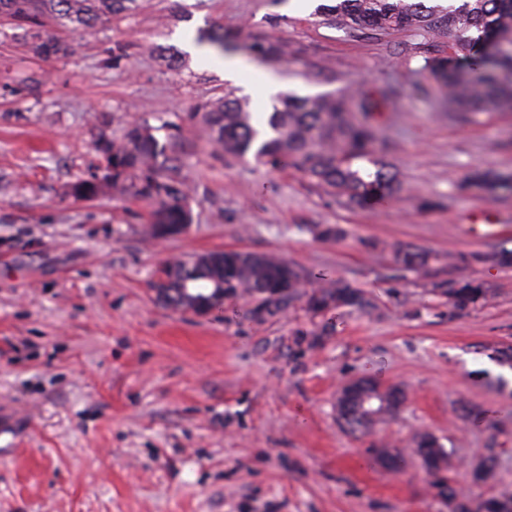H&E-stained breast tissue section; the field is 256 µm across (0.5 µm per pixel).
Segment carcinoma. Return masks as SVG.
<instances>
[{
	"instance_id": "cac0c4a2",
	"label": "carcinoma",
	"mask_w": 512,
	"mask_h": 512,
	"mask_svg": "<svg viewBox=\"0 0 512 512\" xmlns=\"http://www.w3.org/2000/svg\"><path fill=\"white\" fill-rule=\"evenodd\" d=\"M136 0H0V14L9 19L30 51L43 58L64 55L69 45L47 31L58 29L95 33ZM324 20L348 31L370 30L381 34L406 31L425 36L448 35V53L427 62L433 82L448 103V110L466 116L493 112L512 104V0H331L317 8ZM198 41L212 44L219 53L241 52L269 65L288 62V45L266 37H244L222 29L199 33ZM388 92L369 87L334 94L299 96L280 93L270 98L269 110L257 115L247 96L233 91L199 103L180 122L164 120L155 126L147 120L127 122L119 133L101 119L95 140L98 164L90 178L73 185L72 193L90 199L110 193L151 206V236L163 239L178 232V225L192 223V192L181 176L184 145L182 123L204 135L212 153L226 158L254 161L271 170L292 169L308 178L343 206L353 208L383 202L400 188L398 174L375 154L376 132L370 118L382 111ZM467 184L494 196L506 186L490 173H475ZM311 232L324 241H335L344 231L317 224ZM479 264L511 265L512 251L505 249L473 256ZM405 270L427 272L430 254L417 248L398 252ZM161 288L151 284L154 299L178 311L202 304L219 290L224 297L247 296L254 300L256 320L281 315L295 302L304 303L313 316L348 307H373L363 290L324 272L300 270L271 254L248 251H213L167 261L160 270ZM288 284V300L269 291ZM434 290L448 297L458 310L484 304L488 290L476 279L442 280ZM340 422L353 431H364L390 413L375 401L360 414L346 413L336 402ZM392 460V469L411 459L430 479L437 494L448 500V512H512V496L482 499L470 508L448 481L453 454L429 432H419L412 448L374 449Z\"/></svg>"
}]
</instances>
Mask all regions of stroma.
<instances>
[{"label":"stroma","mask_w":512,"mask_h":512,"mask_svg":"<svg viewBox=\"0 0 512 512\" xmlns=\"http://www.w3.org/2000/svg\"><path fill=\"white\" fill-rule=\"evenodd\" d=\"M285 2L138 0L95 36L66 33L70 52L47 59L0 25V414L20 422L0 427V512H448L414 463L392 472L372 459L421 431L453 451L454 483L472 497L512 493V369L495 360L512 347V266L470 260L512 250V194L463 185L512 172V111L449 115L425 67L447 37L352 34L316 15L323 0ZM212 27L298 50L274 73L298 95L388 89L374 149L399 173L395 197L347 208L295 171L214 157L192 131L186 233L151 239L140 200L75 197L97 115L117 129L176 120L230 88L262 99L251 73L229 86L219 55L188 51ZM316 224L346 236L318 240ZM405 247L430 252L427 274L400 267ZM216 250L326 271L376 308L315 317L299 302L260 322L247 297L200 317L154 300L162 263ZM450 276L482 281L491 300L454 310L432 290ZM365 373L407 398L354 434L336 418V383Z\"/></svg>","instance_id":"1"}]
</instances>
